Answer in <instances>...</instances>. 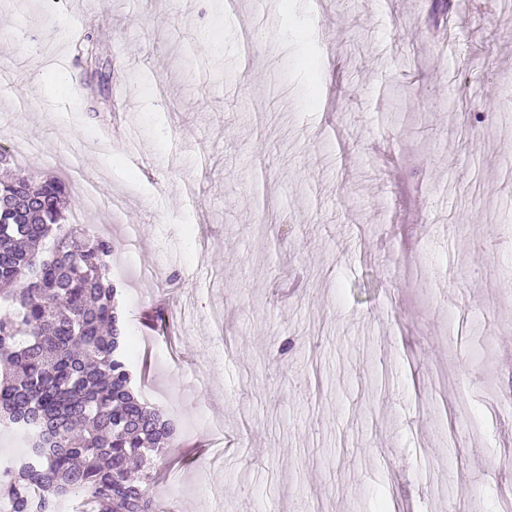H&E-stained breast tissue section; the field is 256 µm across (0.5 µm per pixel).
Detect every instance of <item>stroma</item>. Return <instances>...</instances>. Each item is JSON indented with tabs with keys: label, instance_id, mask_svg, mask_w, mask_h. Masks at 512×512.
I'll use <instances>...</instances> for the list:
<instances>
[{
	"label": "stroma",
	"instance_id": "1",
	"mask_svg": "<svg viewBox=\"0 0 512 512\" xmlns=\"http://www.w3.org/2000/svg\"><path fill=\"white\" fill-rule=\"evenodd\" d=\"M237 2L0 0V29L60 51L77 25L97 57L56 70L0 41V138L25 145L0 178L68 177L66 223L112 242L132 384L177 427L162 512H497L512 10Z\"/></svg>",
	"mask_w": 512,
	"mask_h": 512
}]
</instances>
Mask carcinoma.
Returning a JSON list of instances; mask_svg holds the SVG:
<instances>
[{
    "mask_svg": "<svg viewBox=\"0 0 512 512\" xmlns=\"http://www.w3.org/2000/svg\"><path fill=\"white\" fill-rule=\"evenodd\" d=\"M68 186L0 181V300L12 306L0 315V425L32 435L0 496L14 512H54L80 492L96 512H158L150 471L131 464L165 453L174 425L132 385L112 242L62 225Z\"/></svg>",
    "mask_w": 512,
    "mask_h": 512,
    "instance_id": "carcinoma-1",
    "label": "carcinoma"
}]
</instances>
